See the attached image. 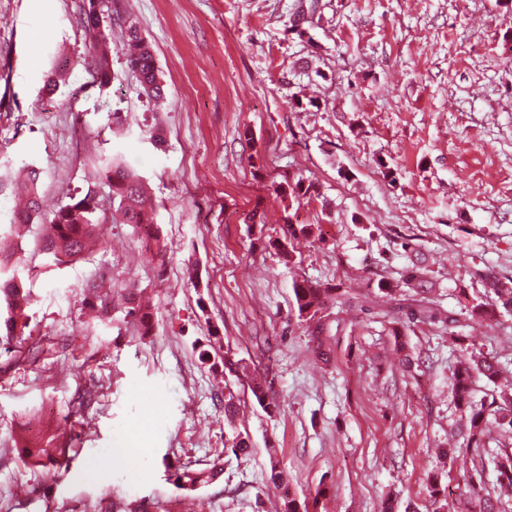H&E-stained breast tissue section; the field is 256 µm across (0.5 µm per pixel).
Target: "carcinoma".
I'll return each instance as SVG.
<instances>
[{
    "instance_id": "obj_1",
    "label": "carcinoma",
    "mask_w": 512,
    "mask_h": 512,
    "mask_svg": "<svg viewBox=\"0 0 512 512\" xmlns=\"http://www.w3.org/2000/svg\"><path fill=\"white\" fill-rule=\"evenodd\" d=\"M80 24L92 38L96 49L95 73L100 87L111 83L113 78L111 56L112 27H120L133 52L127 57L128 69L135 75L139 94L149 100H157L164 95L163 86L157 76L154 51L142 37L139 28L120 14L113 15L112 0H85ZM40 171L35 167L25 168L23 187L27 197L24 208L14 214L13 226L19 237L25 235L35 223L39 214L38 184ZM106 182L109 188L107 201L112 209L114 224H157L156 210L150 193L141 176L130 168L119 155L112 156L106 167ZM275 191L298 203L309 200L315 195L314 183H305L301 178L279 184ZM102 205L94 190H88L82 196H74L71 203L61 207L51 221V232L39 237L43 253L53 257L56 264L75 263L98 245L102 238V227L98 213ZM282 235L270 241L277 254L291 257L292 244L300 236L313 235L314 225L294 224L285 221ZM14 253L0 252V300L5 304V314L0 316V337L3 344H12L21 339L29 327L27 309L30 304V292L19 275L18 262L13 260ZM484 289L482 296L470 298L461 291L465 301L460 303L461 314L472 319L491 318L504 311L512 315V278L499 274L494 268L486 267L476 272ZM409 288L415 295L429 294L436 287L430 270L419 260H412L404 268L401 284L389 280L377 281V288L389 294L397 287ZM293 295L299 318L306 321L310 329L311 341L319 357L327 352L322 339L324 313L343 296L340 284H317L306 279L296 280ZM127 315L142 327V335L152 332V313L139 301L137 293L129 291ZM406 317L410 321H429L440 323L448 329V335H455L459 319L430 305H420L409 310ZM503 368L495 356L482 352L460 363L452 374L451 385L453 403L460 411L465 423L458 429L457 440L444 451V455L456 454L461 448H479L486 432L494 426L502 431L512 432V385L500 382ZM484 381L494 386L490 393L482 398L476 396V383ZM224 447L239 457L248 453L249 437L241 432L233 433L225 440ZM496 484L512 487V448H502L495 461ZM224 469L215 464L204 470H188L178 466L168 468L169 478L179 490L195 491L218 481ZM429 496L437 510L448 507L447 490L433 481L429 485ZM458 512H501L498 500L487 491L459 504Z\"/></svg>"
}]
</instances>
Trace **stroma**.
<instances>
[{
  "label": "stroma",
  "mask_w": 512,
  "mask_h": 512,
  "mask_svg": "<svg viewBox=\"0 0 512 512\" xmlns=\"http://www.w3.org/2000/svg\"><path fill=\"white\" fill-rule=\"evenodd\" d=\"M296 4L121 0L154 50L167 97L156 112L120 49L110 86L94 85L83 0H0V240L31 291L26 340L0 350V512H275L288 491L310 512H380L389 497L398 512H433L432 477L452 506L471 497L473 469L494 485L512 434L491 430L451 461L438 451L459 418L454 369L480 351L512 372V315L461 319L453 338L412 324L407 348L422 363L409 372L387 316L410 293L382 297L368 279L399 280L405 238L444 310L458 309L460 288L482 295L477 269L512 277V17L497 0H315L301 37ZM115 154L148 184L165 261L135 225L108 219L72 265L12 234L26 166L42 172L47 224L88 187L107 194L99 174ZM299 178L317 188L310 201L275 194ZM254 212L263 224L249 223ZM287 219L318 227L290 261L269 246ZM298 278L346 288L324 319L329 361L298 317ZM133 288L153 308L146 337L126 314ZM205 346L247 375L211 370ZM227 386L251 440L242 458L224 446ZM35 426L38 447L69 440L48 471L26 468L13 443ZM120 442L136 449L139 476L95 468ZM217 460L223 477L196 491L166 479L168 465ZM274 460L287 490L271 483Z\"/></svg>",
  "instance_id": "stroma-1"
}]
</instances>
